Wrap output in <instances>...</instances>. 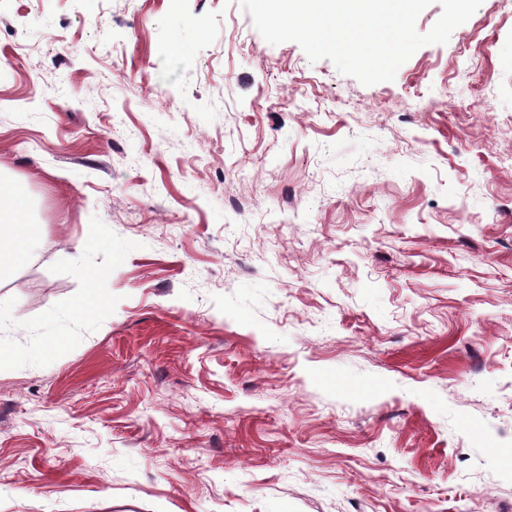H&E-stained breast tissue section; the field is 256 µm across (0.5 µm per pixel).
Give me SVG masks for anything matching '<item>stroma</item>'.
Masks as SVG:
<instances>
[{
	"label": "stroma",
	"instance_id": "stroma-1",
	"mask_svg": "<svg viewBox=\"0 0 512 512\" xmlns=\"http://www.w3.org/2000/svg\"><path fill=\"white\" fill-rule=\"evenodd\" d=\"M510 153L512 0L372 86L239 0H0V512H512ZM0 277L24 264L33 249L36 231L28 219L23 189L0 193ZM105 308V298L94 288H88L84 295L74 301L69 314L74 318H85L102 313Z\"/></svg>",
	"mask_w": 512,
	"mask_h": 512
}]
</instances>
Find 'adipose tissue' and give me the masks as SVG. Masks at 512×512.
Listing matches in <instances>:
<instances>
[{"label": "adipose tissue", "mask_w": 512, "mask_h": 512, "mask_svg": "<svg viewBox=\"0 0 512 512\" xmlns=\"http://www.w3.org/2000/svg\"><path fill=\"white\" fill-rule=\"evenodd\" d=\"M36 232L28 219L27 196L15 188L0 193V276L24 264Z\"/></svg>", "instance_id": "adipose-tissue-1"}]
</instances>
